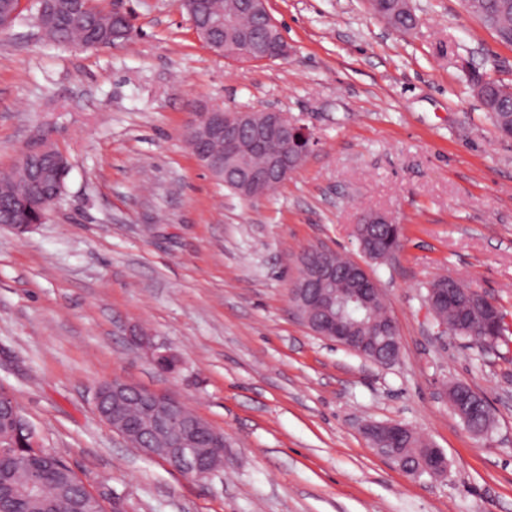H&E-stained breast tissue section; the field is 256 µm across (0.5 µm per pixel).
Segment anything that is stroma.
<instances>
[{"instance_id":"obj_1","label":"stroma","mask_w":512,"mask_h":512,"mask_svg":"<svg viewBox=\"0 0 512 512\" xmlns=\"http://www.w3.org/2000/svg\"><path fill=\"white\" fill-rule=\"evenodd\" d=\"M411 32L369 0H269L287 59L211 53L177 0H124L127 43L46 39L33 11L0 32V171L57 146L69 173L46 221L0 227V389L41 447L128 512H512V140L477 80L512 87V45L462 0H411ZM276 109L309 127L312 152L275 192L246 200L192 154L203 106ZM402 227L366 259L361 215ZM364 263L401 346L379 365L313 334L288 297L303 251ZM492 298L495 348L440 334L426 302L441 276ZM143 329L177 355L158 369ZM169 393L224 433V467L182 476L112 431L101 383ZM486 396L469 431L445 389ZM398 421L440 448L448 472L411 478L375 453L371 423Z\"/></svg>"}]
</instances>
